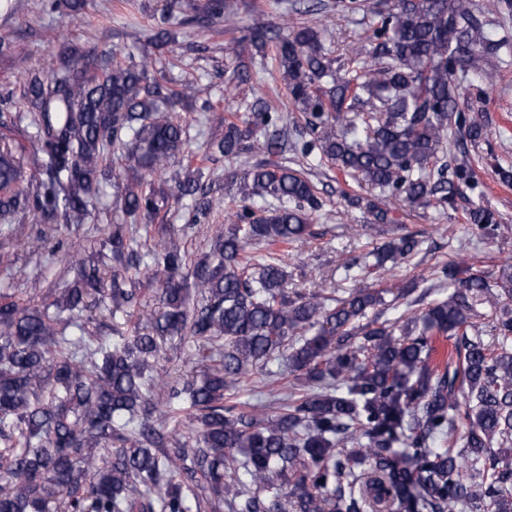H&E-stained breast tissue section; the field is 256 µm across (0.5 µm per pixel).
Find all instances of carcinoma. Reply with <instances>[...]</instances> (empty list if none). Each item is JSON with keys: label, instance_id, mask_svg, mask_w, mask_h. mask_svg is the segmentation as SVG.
<instances>
[{"label": "carcinoma", "instance_id": "obj_1", "mask_svg": "<svg viewBox=\"0 0 512 512\" xmlns=\"http://www.w3.org/2000/svg\"><path fill=\"white\" fill-rule=\"evenodd\" d=\"M87 6L51 0L56 27H70ZM184 15L197 28L232 26L238 3L205 0L188 15L182 0H167L149 37L154 51L139 58H97L65 41L48 73L15 58L22 109L0 112V128L34 129L37 148L30 157L0 135V224H48L56 235L109 212L112 224L101 229L96 263L68 254L77 277L51 302L21 306L0 294V512H154L151 493L161 512H204L216 501L231 512H512V309L499 306L512 297L511 263L492 278L458 260L436 265L434 278L453 281V291L411 315L398 312L402 288L360 285L346 298L290 292L283 262L247 251L315 236L324 201L286 161L244 173L224 233L201 258L188 261L171 237L139 251L141 229L183 199H191L189 224L224 208L200 174L163 178L186 152L188 131L161 105L199 95L189 84L171 87L160 66L173 41L167 25ZM242 41L262 58L275 50L303 120L294 156L326 160L379 189L371 199L342 193L375 222H392V200L410 211L453 209L461 186L473 185L467 154L452 165L445 146L455 131L474 143L484 135L479 115L459 110L456 78L480 58L500 61L509 45L483 33L470 0H393L365 37L369 66L334 67L308 26H255ZM200 110L224 125L205 152L227 161L282 152L269 128L283 115L264 98L238 123L207 98ZM118 152L140 174L121 178ZM109 186L119 198L113 210L103 202ZM467 216L472 235L499 237L491 209L475 205ZM421 243L417 232L402 234L339 267L367 278ZM142 264L161 288L151 331H89L88 308L136 302L125 283ZM384 305L397 316H368ZM182 334L217 354L219 367L198 381L156 382L160 340ZM437 335L453 341L443 366L430 362ZM285 349L296 382L265 419V405L238 401L234 389ZM185 409L188 432L166 433V417Z\"/></svg>", "mask_w": 512, "mask_h": 512}]
</instances>
